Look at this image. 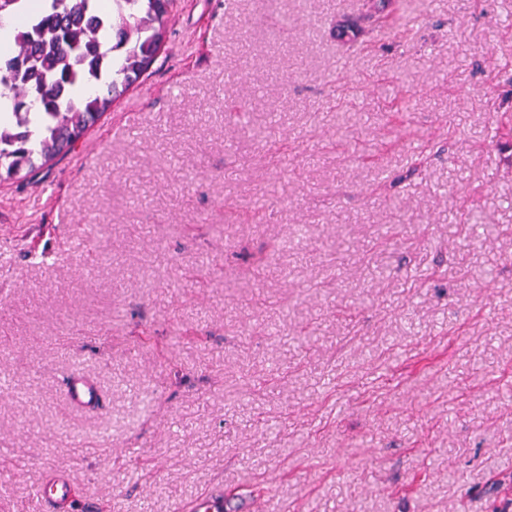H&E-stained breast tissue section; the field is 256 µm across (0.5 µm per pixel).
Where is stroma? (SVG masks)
I'll use <instances>...</instances> for the list:
<instances>
[{
  "instance_id": "1",
  "label": "stroma",
  "mask_w": 512,
  "mask_h": 512,
  "mask_svg": "<svg viewBox=\"0 0 512 512\" xmlns=\"http://www.w3.org/2000/svg\"><path fill=\"white\" fill-rule=\"evenodd\" d=\"M410 8L175 0L76 149L0 182V512L56 471L81 512H512V0ZM65 391L70 401L90 404L97 400L98 394L92 384L80 375H72L65 384Z\"/></svg>"
}]
</instances>
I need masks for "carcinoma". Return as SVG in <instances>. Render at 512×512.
<instances>
[{"mask_svg": "<svg viewBox=\"0 0 512 512\" xmlns=\"http://www.w3.org/2000/svg\"><path fill=\"white\" fill-rule=\"evenodd\" d=\"M405 0H369V16L402 18ZM0 0V18L19 16L26 34L13 36L8 59L0 62L7 111L0 112V179L33 174L71 150L143 75L165 44L172 21L171 0ZM105 54L110 63L91 76L75 62ZM29 64L25 75L13 56ZM70 94L60 96L61 88ZM24 112L21 130L9 128ZM234 125L256 137L265 129L254 113H232Z\"/></svg>", "mask_w": 512, "mask_h": 512, "instance_id": "obj_1", "label": "carcinoma"}]
</instances>
